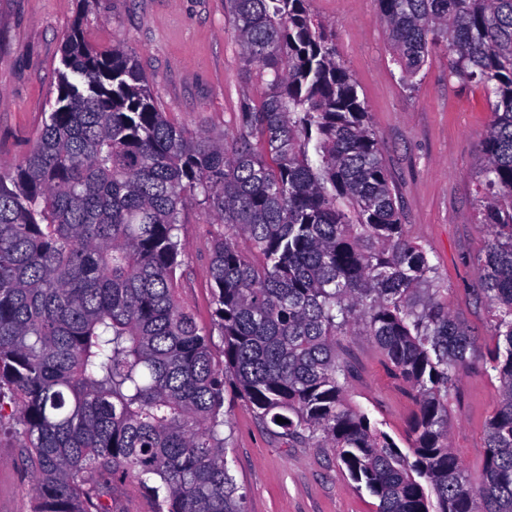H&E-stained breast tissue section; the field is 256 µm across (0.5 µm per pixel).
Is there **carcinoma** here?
<instances>
[{
  "label": "carcinoma",
  "mask_w": 512,
  "mask_h": 512,
  "mask_svg": "<svg viewBox=\"0 0 512 512\" xmlns=\"http://www.w3.org/2000/svg\"><path fill=\"white\" fill-rule=\"evenodd\" d=\"M229 2L266 86L236 132L172 124L135 58L96 49L77 23L36 144L0 175V424L8 404L34 512H108L116 480L142 486L153 512H245L229 384L288 440L334 449L377 512H512V0H377L405 84L442 45L450 77L494 96L478 215L499 401L476 475L448 444L475 339L402 224L356 80L309 0ZM192 202L224 225L209 242L210 329L178 293ZM357 326L415 399L406 453L345 399L355 367L338 337Z\"/></svg>",
  "instance_id": "1"
}]
</instances>
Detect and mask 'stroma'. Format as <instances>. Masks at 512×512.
Returning a JSON list of instances; mask_svg holds the SVG:
<instances>
[{
    "instance_id": "1",
    "label": "stroma",
    "mask_w": 512,
    "mask_h": 512,
    "mask_svg": "<svg viewBox=\"0 0 512 512\" xmlns=\"http://www.w3.org/2000/svg\"><path fill=\"white\" fill-rule=\"evenodd\" d=\"M310 9L336 38L358 83L402 204V222L429 252L449 313L476 338V354L458 381L449 442L470 472L485 456L484 426L499 398L484 358L494 347L493 317L479 295V258L488 242L477 210L482 142L492 120L482 88L448 75L436 49L414 88L400 80L376 0H311ZM99 49L121 45L151 78L169 120L218 138L236 127L265 86L244 70L229 24L227 0H0V172L32 150L56 97L62 43L74 21ZM221 226L200 205L184 211L187 255L177 272L179 295L201 325L212 322L208 242ZM339 350L356 368L345 397L399 447L416 410L408 387L386 370L363 332ZM230 422L227 461L245 493L247 512H376L333 449L269 432L233 389L224 394ZM34 477L11 425L0 427V512H33Z\"/></svg>"
}]
</instances>
